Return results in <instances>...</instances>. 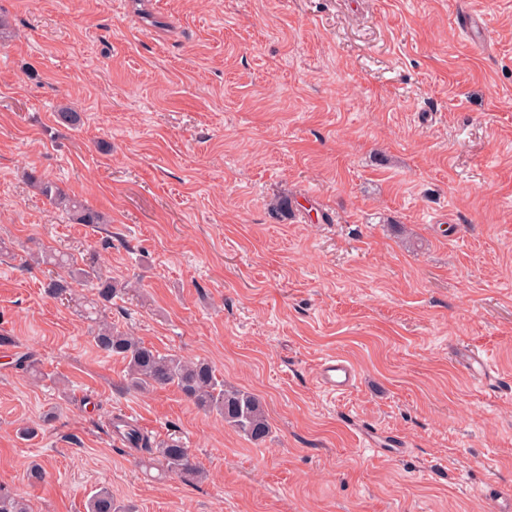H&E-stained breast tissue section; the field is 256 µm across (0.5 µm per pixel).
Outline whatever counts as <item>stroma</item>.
<instances>
[{
	"mask_svg": "<svg viewBox=\"0 0 512 512\" xmlns=\"http://www.w3.org/2000/svg\"><path fill=\"white\" fill-rule=\"evenodd\" d=\"M0 17L1 487L31 512H85L103 486L136 512H486L487 487L512 489V0H0ZM47 248L137 279L108 319L254 393L264 442L175 388L125 391L78 306L47 296L28 261ZM330 356L351 391L319 388ZM118 413L181 438L205 479L147 478ZM35 188L41 195L46 197L50 203L63 214L77 221L78 224H103V216L94 211L75 198H72L62 189L49 181L29 176ZM317 380L323 391L336 395L353 388L357 382V374L347 359L331 356L321 361Z\"/></svg>",
	"mask_w": 512,
	"mask_h": 512,
	"instance_id": "obj_1",
	"label": "stroma"
}]
</instances>
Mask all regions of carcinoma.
<instances>
[{"label":"carcinoma","mask_w":512,"mask_h":512,"mask_svg":"<svg viewBox=\"0 0 512 512\" xmlns=\"http://www.w3.org/2000/svg\"><path fill=\"white\" fill-rule=\"evenodd\" d=\"M35 188L59 211L79 224H102L103 216L55 184L30 177ZM41 261L59 272L49 276L46 294L72 298L73 284L91 282L97 290V303L90 307L87 318L93 323L92 334L96 346L103 352L121 358L126 364V388L136 393H148L158 388L175 387L198 409L214 413L224 423L254 442L263 441L269 433V423L261 400L250 392L228 385L216 374L207 361L186 359L176 353H162L115 327L100 313L99 305L112 302L131 292L128 285L102 276L96 267L82 268L68 255L49 251ZM125 440L144 449L150 460L161 465V472L175 473L192 478L202 475L188 448L172 437L152 440L129 428L123 433ZM86 512H131L112 498L105 487L96 490L85 503ZM0 512H30L23 497L0 489Z\"/></svg>","instance_id":"carcinoma-1"}]
</instances>
